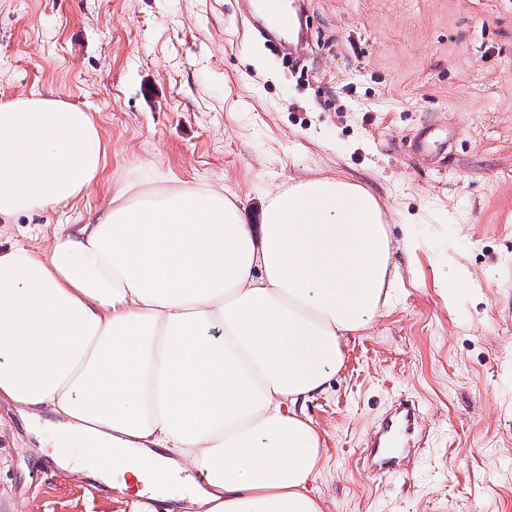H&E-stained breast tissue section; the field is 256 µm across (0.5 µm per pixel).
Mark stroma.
Listing matches in <instances>:
<instances>
[{"label": "stroma", "instance_id": "35a3bbf8", "mask_svg": "<svg viewBox=\"0 0 512 512\" xmlns=\"http://www.w3.org/2000/svg\"><path fill=\"white\" fill-rule=\"evenodd\" d=\"M306 2L311 39L287 64L240 0H0V98L53 92L91 112L106 150L98 184L0 223V245L47 246L134 170L223 185L250 224L268 188L367 187L398 276L306 406L326 512H512V0ZM425 128L437 147L421 155L409 140ZM452 264L474 284L448 303ZM404 398L420 448L408 474H371L369 438ZM0 419V512H130L136 484L74 479L9 404Z\"/></svg>", "mask_w": 512, "mask_h": 512}]
</instances>
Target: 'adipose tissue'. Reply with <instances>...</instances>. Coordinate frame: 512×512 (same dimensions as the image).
<instances>
[{"label": "adipose tissue", "instance_id": "adipose-tissue-1", "mask_svg": "<svg viewBox=\"0 0 512 512\" xmlns=\"http://www.w3.org/2000/svg\"><path fill=\"white\" fill-rule=\"evenodd\" d=\"M104 167L89 112L0 100V222L76 200ZM265 199L248 224L223 187L152 190L133 173L75 232L0 249V400L55 419L62 469L154 497L198 470L182 512H324L305 408L388 305L394 246L360 184Z\"/></svg>", "mask_w": 512, "mask_h": 512}]
</instances>
